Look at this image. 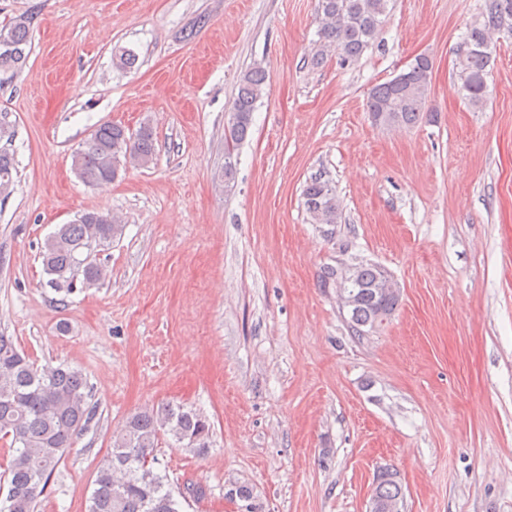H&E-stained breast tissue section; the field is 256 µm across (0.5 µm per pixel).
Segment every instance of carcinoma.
I'll return each instance as SVG.
<instances>
[{"label":"carcinoma","instance_id":"1","mask_svg":"<svg viewBox=\"0 0 512 512\" xmlns=\"http://www.w3.org/2000/svg\"><path fill=\"white\" fill-rule=\"evenodd\" d=\"M391 0H319V30L322 47L336 50L341 63L350 64L376 39ZM38 25V13L28 11L0 27L9 46L0 49V72L16 74L26 66L30 39ZM512 31V0H489L487 21L468 32L466 49L457 62L464 98L474 107L488 95L487 77L492 49L490 31ZM137 54L127 46L112 50V63L126 70L134 66ZM432 60L418 55L407 71L373 86L367 96V112L383 127L411 126L425 112L431 91ZM267 86L265 70L254 65L239 77L237 92L224 130V190L235 181L234 147L243 142L251 128L252 114ZM155 156L151 127L143 126L129 135L117 124L99 125L72 156L78 178L88 186L108 183L131 162L149 166ZM14 159L0 148V198L13 190ZM303 205L315 224H336L340 205L329 182L314 177L303 188ZM123 225L105 212H87L70 224H62L50 235L41 250L48 284L58 291H73L74 283L96 288L106 277L101 263L93 258L97 248L120 237ZM391 275L381 266L359 263L347 270L326 267L321 286L336 288L351 299L347 324L353 335L363 337L382 326L396 311L400 296L383 291ZM89 390L82 373L65 366L38 368L19 349L13 338L0 334V435L10 438L12 459L10 480L0 512H36L52 473L74 436L88 427L94 411L88 402ZM210 425L199 414L166 406L156 411L132 414L114 436L112 449L97 468L87 512H181L180 503L169 488L166 476L156 471L157 448L161 436H169L185 447H205ZM402 494L396 474L389 469L376 477L373 495L389 501ZM245 503L247 512H261L253 489L235 483L225 493Z\"/></svg>","mask_w":512,"mask_h":512}]
</instances>
